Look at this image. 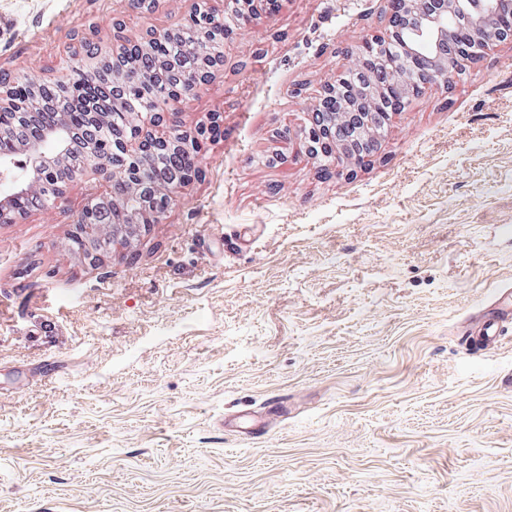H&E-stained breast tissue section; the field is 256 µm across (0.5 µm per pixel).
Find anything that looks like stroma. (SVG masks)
<instances>
[{"mask_svg": "<svg viewBox=\"0 0 512 512\" xmlns=\"http://www.w3.org/2000/svg\"><path fill=\"white\" fill-rule=\"evenodd\" d=\"M119 11L0 0V76L61 69L76 33L112 44ZM386 25L383 0H286L225 39L180 114L224 135L129 246L71 248L86 179L0 224V512H512V323L465 343L512 289V43L363 164L274 135ZM242 411L266 431L225 433Z\"/></svg>", "mask_w": 512, "mask_h": 512, "instance_id": "1", "label": "stroma"}]
</instances>
